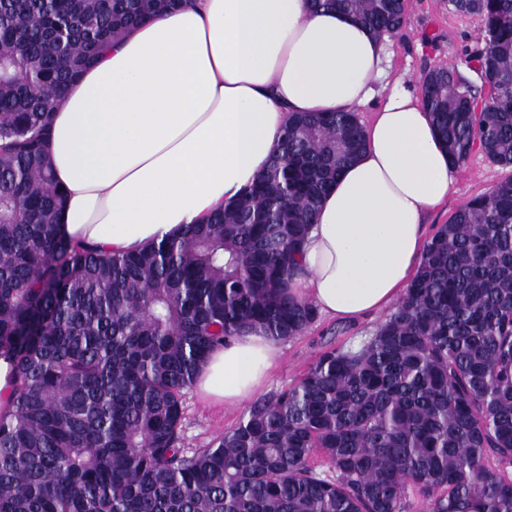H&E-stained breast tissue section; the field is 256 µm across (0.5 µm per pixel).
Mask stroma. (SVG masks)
Here are the masks:
<instances>
[{"instance_id":"1","label":"stroma","mask_w":512,"mask_h":512,"mask_svg":"<svg viewBox=\"0 0 512 512\" xmlns=\"http://www.w3.org/2000/svg\"><path fill=\"white\" fill-rule=\"evenodd\" d=\"M484 46L478 18L456 14L450 0H406L404 28L386 40L388 77L404 79L417 88L428 69L450 64L465 68L467 60ZM510 177L512 168L492 165L481 151H474L457 171L448 205L428 216L426 234H434L439 225L448 223L454 212L472 197L490 191L497 182ZM378 322V317L373 316L350 325L318 316L304 333L282 342V358L269 378L267 393L296 384L323 350L358 344ZM245 410L242 404H204L194 389H187L182 418L185 446L207 447L237 426Z\"/></svg>"}]
</instances>
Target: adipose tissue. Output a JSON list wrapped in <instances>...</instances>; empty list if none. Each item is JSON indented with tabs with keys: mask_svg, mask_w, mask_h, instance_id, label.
I'll return each mask as SVG.
<instances>
[{
	"mask_svg": "<svg viewBox=\"0 0 512 512\" xmlns=\"http://www.w3.org/2000/svg\"><path fill=\"white\" fill-rule=\"evenodd\" d=\"M382 40L310 0H187L112 41L55 100L47 157L66 193L62 234L123 253L201 224L267 168L294 112L377 101L365 151L321 200L289 291L355 324L403 295L424 254L425 215L457 172L418 96L377 98ZM280 346L258 330L215 348L195 384L239 405Z\"/></svg>",
	"mask_w": 512,
	"mask_h": 512,
	"instance_id": "obj_1",
	"label": "adipose tissue"
}]
</instances>
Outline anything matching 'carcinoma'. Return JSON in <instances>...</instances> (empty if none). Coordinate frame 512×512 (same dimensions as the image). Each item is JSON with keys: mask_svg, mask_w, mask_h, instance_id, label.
<instances>
[{"mask_svg": "<svg viewBox=\"0 0 512 512\" xmlns=\"http://www.w3.org/2000/svg\"><path fill=\"white\" fill-rule=\"evenodd\" d=\"M312 2L379 38L406 19L405 0ZM182 3L0 0V512H512V178L438 228L370 335L185 447L182 397L214 348L316 321L288 278L366 140L353 111L298 113L207 223L135 253L71 245L44 157L54 101L102 44ZM451 3L481 22V84L434 67L422 105L454 165L478 148L510 167L512 0Z\"/></svg>", "mask_w": 512, "mask_h": 512, "instance_id": "1", "label": "carcinoma"}]
</instances>
